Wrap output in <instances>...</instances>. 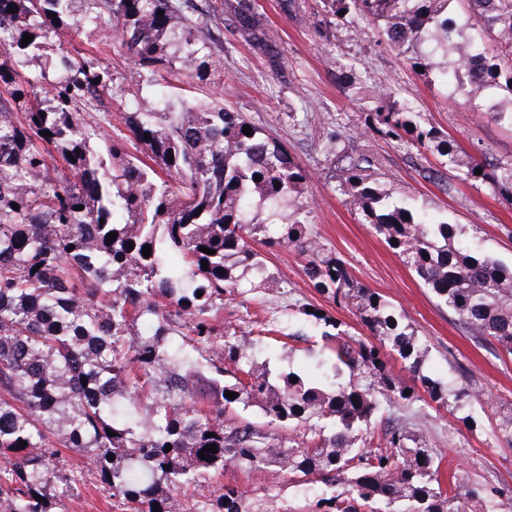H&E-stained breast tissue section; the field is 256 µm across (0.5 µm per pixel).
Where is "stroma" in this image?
I'll return each mask as SVG.
<instances>
[{
    "label": "stroma",
    "mask_w": 512,
    "mask_h": 512,
    "mask_svg": "<svg viewBox=\"0 0 512 512\" xmlns=\"http://www.w3.org/2000/svg\"><path fill=\"white\" fill-rule=\"evenodd\" d=\"M196 2L216 11L208 30L211 50L221 66L206 84H188L189 96L202 101L223 98L263 134L287 147L311 174L301 193L293 195L288 218L307 220L326 253L341 259L354 280L379 292L406 317L428 347L430 377L466 385L471 392L463 407L434 402L422 412L382 401L374 425H383L390 417L406 421L436 448L442 481L456 477L494 493L500 501H512V446L496 439L493 415L494 406L512 403V355L466 336L431 290L363 223L338 190L349 162L368 156L375 177L393 200L407 202L434 221L456 225L458 240L472 255L511 267L512 206L481 182L456 181L454 191L447 194L424 180L418 165H438V155L429 151L420 157L415 149L364 134V111L356 92L388 85L397 106L416 112L422 126L447 136L463 156L512 159V124L495 121L487 110H472L463 92L455 89V77H443L442 65L417 72L410 53L391 48L377 25L326 21L321 0H297V9L288 12L281 0H257L260 19L271 31L275 52L285 67L281 76L235 29L226 9L231 0ZM67 49L71 56L95 60L110 71L112 133L126 134L130 112L137 101L152 98L154 87L102 32L83 29ZM332 135L338 138L333 150L327 147ZM255 247L277 287L259 286L225 297L224 329L245 338L253 321H277L288 323L295 337L261 338L253 352L254 364L276 374L319 376L323 341L315 334L314 320L303 315L306 307L332 315L353 338L369 339L353 309L337 306L312 288L297 253L260 241ZM226 483L251 495L279 485L280 499L292 507L302 505L304 499L303 486L291 475L232 465L211 476L197 492L206 496Z\"/></svg>",
    "instance_id": "35a3bbf8"
}]
</instances>
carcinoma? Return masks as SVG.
<instances>
[{"mask_svg":"<svg viewBox=\"0 0 512 512\" xmlns=\"http://www.w3.org/2000/svg\"><path fill=\"white\" fill-rule=\"evenodd\" d=\"M453 1L479 25L477 50L492 57L484 89L512 102V34L500 27L512 21V0H498L492 22L482 19V0L322 3L326 16H360L391 41L401 19L411 31L436 27L451 46L466 34L448 17ZM231 9L240 35L281 68L256 0H235ZM193 11V0H0V82L9 87L0 95V494L12 499L11 512H54L51 488L69 493L83 481L85 472L60 466V447L86 457L117 512H153L154 504L177 512L171 490L196 486L228 464L344 486L325 496L305 490L306 512H503V503L478 488H443L438 453L401 424L387 425L377 446L359 445L380 399L424 401L388 365L390 353L431 401L458 405L470 394L425 375V349L410 323L358 285L341 260L323 255L307 221H286L281 207L310 180L286 148L255 127L245 135L248 121L221 100L205 108L182 100L178 112L131 113L129 136L110 142L106 161L91 139L93 126L111 123L110 113L88 118L74 107L95 111L112 97L108 70L64 54L48 58L40 78L52 82L42 97L37 80L25 75L30 59L42 56L41 39L51 35L64 46L80 13L84 26L112 34L169 107L170 89L205 82L216 68ZM25 33L33 36L26 46ZM406 42L416 48L413 67L429 68L418 39L401 37ZM359 94L365 134L434 150L442 167L486 183L512 204V160L464 159L415 113L393 105L390 88ZM340 191L467 335L512 355V268L468 254L453 225L390 202L367 166L347 168ZM111 232L117 236L108 243ZM270 232L268 244L295 250L313 286L354 309L370 331L373 340H356L343 323L307 313L326 327L327 357L336 374L349 373L348 384L331 378L315 386L294 372L274 378L266 368L256 371L245 341L224 334V293L248 276L268 282L252 242ZM142 316L152 319L147 334L127 339ZM173 334L183 344H173ZM203 363L217 377L199 375ZM226 364L247 380L224 384ZM232 404L259 406L270 422L303 428L308 446L275 448L271 434L224 419ZM327 418L336 420L330 435L321 425ZM496 433L512 446V403L498 410ZM212 443L217 453L201 459ZM187 512L288 506L224 484Z\"/></svg>","mask_w":512,"mask_h":512,"instance_id":"1","label":"carcinoma"}]
</instances>
